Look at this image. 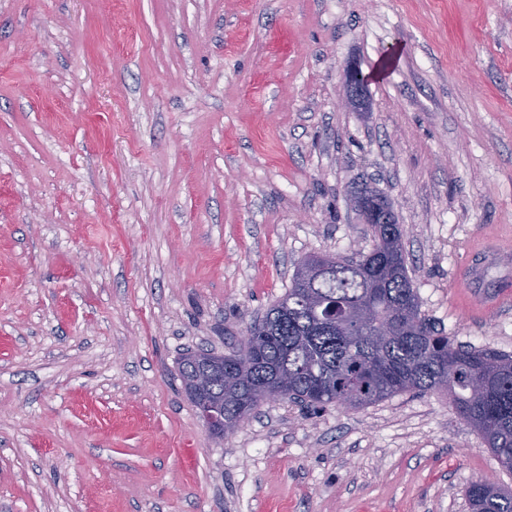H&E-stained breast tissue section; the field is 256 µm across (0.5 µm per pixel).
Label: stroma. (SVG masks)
Segmentation results:
<instances>
[{"label": "stroma", "mask_w": 512, "mask_h": 512, "mask_svg": "<svg viewBox=\"0 0 512 512\" xmlns=\"http://www.w3.org/2000/svg\"><path fill=\"white\" fill-rule=\"evenodd\" d=\"M370 109L343 106L345 68ZM391 203L422 313L512 354V0H0V512H470L512 490L439 392L262 403L218 441L186 350H235ZM473 512H512V491L487 482L477 481L468 490Z\"/></svg>", "instance_id": "stroma-1"}]
</instances>
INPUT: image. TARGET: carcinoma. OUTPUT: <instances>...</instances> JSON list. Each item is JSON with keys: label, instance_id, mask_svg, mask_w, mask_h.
Here are the masks:
<instances>
[{"label": "carcinoma", "instance_id": "1", "mask_svg": "<svg viewBox=\"0 0 512 512\" xmlns=\"http://www.w3.org/2000/svg\"><path fill=\"white\" fill-rule=\"evenodd\" d=\"M375 244L350 258L312 255L304 264L327 268L306 287L292 279L265 313L258 359L229 365L213 392L224 397V417L260 402L254 390L276 377L288 399L359 409L395 394L448 393L457 416L474 428L498 461L512 460V354L456 345L422 315L409 275L402 225L372 224ZM398 318L390 335L373 323ZM472 512H512V491L477 481L468 490Z\"/></svg>", "mask_w": 512, "mask_h": 512}]
</instances>
